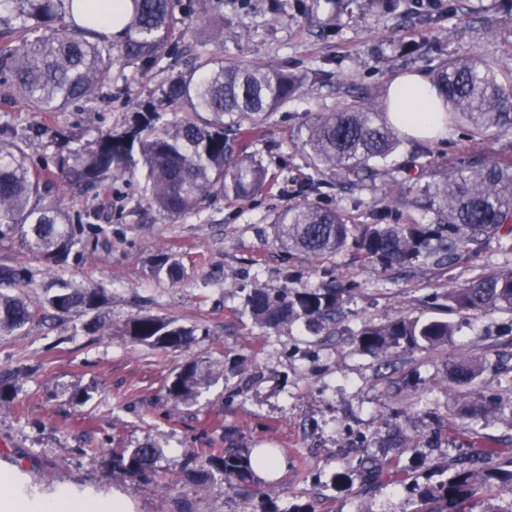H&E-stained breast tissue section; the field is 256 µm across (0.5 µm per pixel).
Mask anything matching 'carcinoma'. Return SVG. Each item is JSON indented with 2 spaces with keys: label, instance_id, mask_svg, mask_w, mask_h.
I'll list each match as a JSON object with an SVG mask.
<instances>
[{
  "label": "carcinoma",
  "instance_id": "obj_1",
  "mask_svg": "<svg viewBox=\"0 0 512 512\" xmlns=\"http://www.w3.org/2000/svg\"><path fill=\"white\" fill-rule=\"evenodd\" d=\"M122 3L114 18L124 22L113 38L97 30L112 3ZM0 80L31 112H61L77 102L91 110L103 98L114 57L135 68L156 62L172 50L182 18L191 10L207 12L206 4L182 0H0ZM402 16L407 0H367ZM407 53L420 57L438 54L430 84L443 109V120L463 124L473 140L512 133V68L504 70L479 49L464 55H440L437 45L411 43ZM341 73L315 69L288 71L256 62L224 63L219 52L196 54L191 64L168 69L160 96L137 104L131 126L101 135L90 148H74L60 162L57 177L28 158L30 138L12 134L0 138V238L24 239L32 261L48 271L68 265L80 243L105 234L103 224L112 212L99 202L112 182L140 174L142 200L170 216L198 213L216 194L247 198L266 183L262 164L250 156L232 159L231 138L265 116L288 105L309 81L338 83ZM185 107L181 117H168L166 106ZM388 98H354L317 115L302 135V145L315 171L337 172L343 183L377 191L392 180L399 194L387 192L375 200L369 224L351 222L338 207L315 198L319 183L308 175L297 186L305 201L276 213L271 223L275 240L309 261L322 264L353 245L364 258L383 267L426 263L450 267L477 256L495 239L512 250V159L492 158L480 150L461 163L432 170L429 149L418 140L394 168L389 160L404 143L398 124L385 117ZM63 183L86 197L87 224L74 223L64 198ZM398 213L401 224L387 223ZM153 275L171 282L183 277L178 262L165 254L155 258ZM35 272L25 265H0V333L17 330L31 317L27 303L12 294L33 284ZM346 289L334 282L320 288H284L272 295L256 289L246 306L264 326L305 320L316 331L333 320ZM108 300L102 286L63 288L47 304L67 314L96 310ZM448 308L463 315L487 312L512 314V268L486 270L474 279L448 289ZM454 327L447 321L400 315L383 323H365L357 333L360 350L378 355L413 349H434L446 343ZM130 334L141 343L162 349L183 348L193 332L153 317L134 320ZM485 365L461 360L450 368L458 387L452 426L470 439L480 438L467 420L491 414L512 422V400L489 398L477 390ZM197 366L187 365L166 385V395L184 401L198 393ZM160 451L150 445L112 454V467L134 480L157 476ZM202 469H214L224 482L254 479L251 453L222 452L193 458ZM449 476L418 487L415 512H472L480 496L492 497L497 484L512 485V450L478 444L466 458L448 459ZM407 476L401 458L371 463L345 479L376 485L387 478Z\"/></svg>",
  "mask_w": 512,
  "mask_h": 512
}]
</instances>
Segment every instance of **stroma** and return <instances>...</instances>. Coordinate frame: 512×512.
<instances>
[{
  "instance_id": "1",
  "label": "stroma",
  "mask_w": 512,
  "mask_h": 512,
  "mask_svg": "<svg viewBox=\"0 0 512 512\" xmlns=\"http://www.w3.org/2000/svg\"><path fill=\"white\" fill-rule=\"evenodd\" d=\"M209 3L214 20L224 23L223 42L192 14L178 50L202 46L228 62L333 69L346 84H307L235 141L236 151L255 156L268 172L267 186L254 197L219 194L201 214L172 217L136 206L139 181L117 183L111 234L78 245L65 268L20 289L33 316L0 334V374L13 384L12 400L0 406V473H9L18 497L64 495L83 512H96L97 502L115 492L130 499L132 512H415V485L444 479L448 457L469 448L465 437L448 439L457 404L451 364L463 357L485 361L486 386L512 399V315L468 319L445 300L449 286L512 267V251L493 240L471 262L405 272L349 247L320 267L287 255L271 234V217L296 201L293 186L309 170L301 134L318 113L338 107L348 92L381 96L401 76H429L435 57L403 56L395 44L436 42L462 55L476 42L511 68L502 49L512 40V14L497 11L496 0H433L428 9L436 21L420 26L357 6L339 13L332 0ZM174 62L166 55L135 69L115 60L105 88L110 99L92 111L73 104L31 112L0 84V132L29 136L31 157L56 166L70 147L92 146L101 133L131 125L136 104L156 93ZM428 147L437 165L476 147L512 157V137L477 146L463 127L449 128ZM317 178L323 204L343 207L354 223H370L369 191L343 190L332 171ZM161 253L180 261L182 281L152 277ZM331 278L349 288L334 335L301 320L264 327L246 308L252 289L316 288ZM60 281L100 284L112 297L97 310L56 317L46 299ZM404 314L448 321L454 334L428 351L382 358L359 350L362 324ZM140 316L193 329L190 346L164 350L135 342L127 326ZM191 362L203 376L198 398L171 400L166 383ZM398 432L411 442L400 451L409 480L372 490L338 483L337 474L361 460L391 455ZM142 444L161 452L160 475L147 482L112 467L114 452ZM215 448L276 449L280 475L243 487L226 486L215 474L185 484L184 459Z\"/></svg>"
}]
</instances>
